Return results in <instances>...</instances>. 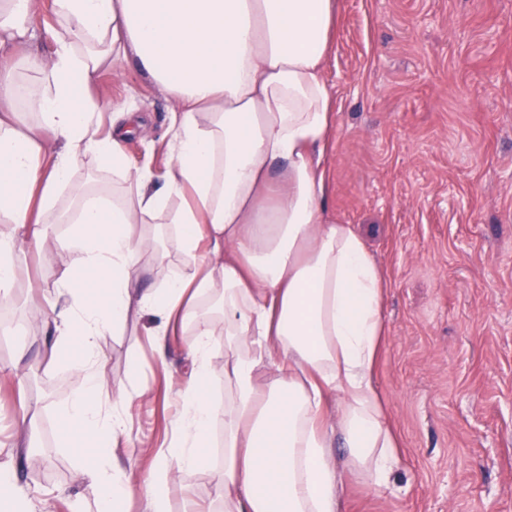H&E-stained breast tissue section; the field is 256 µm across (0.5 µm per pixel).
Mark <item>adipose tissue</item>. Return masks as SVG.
<instances>
[{
    "mask_svg": "<svg viewBox=\"0 0 512 512\" xmlns=\"http://www.w3.org/2000/svg\"><path fill=\"white\" fill-rule=\"evenodd\" d=\"M50 61L0 59V293L8 294L63 187L73 259L52 323L58 364L82 385L57 406L66 442L128 439L127 388L104 400L101 341L151 313L157 335L187 334L189 370L169 447L131 476L86 461L97 512H170V471H217L224 512H346V471L377 490L400 468V439L376 386L385 271L328 210L325 167L336 101L323 71L338 0H53ZM41 0H0V43L30 42ZM133 62L176 104L163 174L135 166L125 103L94 97L99 73ZM111 191L72 183L86 156ZM176 225L181 273L146 288L134 225ZM224 324V400L210 388ZM223 423L219 457L211 436ZM20 447L0 448V512H35L14 478Z\"/></svg>",
    "mask_w": 512,
    "mask_h": 512,
    "instance_id": "obj_1",
    "label": "adipose tissue"
}]
</instances>
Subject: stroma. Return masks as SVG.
Masks as SVG:
<instances>
[{"label": "stroma", "instance_id": "obj_1", "mask_svg": "<svg viewBox=\"0 0 512 512\" xmlns=\"http://www.w3.org/2000/svg\"><path fill=\"white\" fill-rule=\"evenodd\" d=\"M324 78L339 107L329 208L388 275L377 385L402 439L393 491L353 474L347 512H512V0H341ZM97 84L141 116L133 163L163 172L174 101L131 64ZM135 230L158 243L141 260L146 285L180 271L174 225ZM68 231L44 225L47 251L29 252L0 302V443L35 455L17 460L15 479L38 512H96L81 498L96 449L65 444L54 419L80 379L54 360L42 318ZM154 326L143 316L103 341L104 398L123 383L147 392L132 396L133 432L116 450L135 474L142 447L171 436L185 367L181 336L169 339L168 367L156 363ZM192 499L222 508L210 475H176L171 512Z\"/></svg>", "mask_w": 512, "mask_h": 512}]
</instances>
